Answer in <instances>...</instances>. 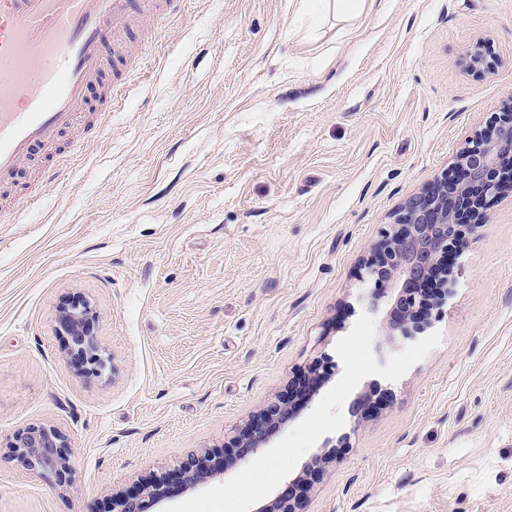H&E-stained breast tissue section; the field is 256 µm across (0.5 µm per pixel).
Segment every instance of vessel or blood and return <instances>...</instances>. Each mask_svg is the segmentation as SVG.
<instances>
[{
  "instance_id": "vessel-or-blood-1",
  "label": "vessel or blood",
  "mask_w": 512,
  "mask_h": 512,
  "mask_svg": "<svg viewBox=\"0 0 512 512\" xmlns=\"http://www.w3.org/2000/svg\"><path fill=\"white\" fill-rule=\"evenodd\" d=\"M173 0H0V183L77 123L101 132L111 98L91 103L104 79L120 87L123 55L105 27L132 31Z\"/></svg>"
}]
</instances>
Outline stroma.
Instances as JSON below:
<instances>
[{"instance_id": "1", "label": "stroma", "mask_w": 512, "mask_h": 512, "mask_svg": "<svg viewBox=\"0 0 512 512\" xmlns=\"http://www.w3.org/2000/svg\"><path fill=\"white\" fill-rule=\"evenodd\" d=\"M129 41L107 133L36 151L31 185L75 157L43 197L0 190V512H112L149 475L164 512H254L345 432L303 512H512V190L420 341L384 344L359 280L512 102V0H179ZM78 301L98 377L55 321ZM305 376L261 453L176 482ZM32 426L65 433L67 485L15 460Z\"/></svg>"}]
</instances>
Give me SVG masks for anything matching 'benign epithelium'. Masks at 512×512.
<instances>
[{
	"label": "benign epithelium",
	"mask_w": 512,
	"mask_h": 512,
	"mask_svg": "<svg viewBox=\"0 0 512 512\" xmlns=\"http://www.w3.org/2000/svg\"><path fill=\"white\" fill-rule=\"evenodd\" d=\"M511 157L512 113L504 112L492 134L473 136L457 155L453 170L410 199L395 224L383 233L359 275L363 283L387 285L384 298L388 311L380 320L382 335L414 342L432 327L430 311L442 308L452 293V270L443 272L434 294L418 284L433 274L442 256L464 248L472 225L456 223V209L464 206L484 220L490 201L504 188H512V176L502 168V162ZM93 317L91 306L81 302L60 308L56 321L69 336L70 352L81 359L85 373L99 376L106 368L107 358L94 341ZM285 417L286 410L280 402L261 408L225 446L224 458L217 460L207 453L192 456L182 462L179 478L192 488L223 477L238 462L266 448ZM12 448L14 458L28 469L51 473L59 480L71 469L66 436L53 426L25 429L16 435ZM327 456L325 451L312 457L254 512H299L301 500ZM166 498L160 480L142 479L134 490L112 497L113 512H150Z\"/></svg>",
	"instance_id": "benign-epithelium-1"
}]
</instances>
